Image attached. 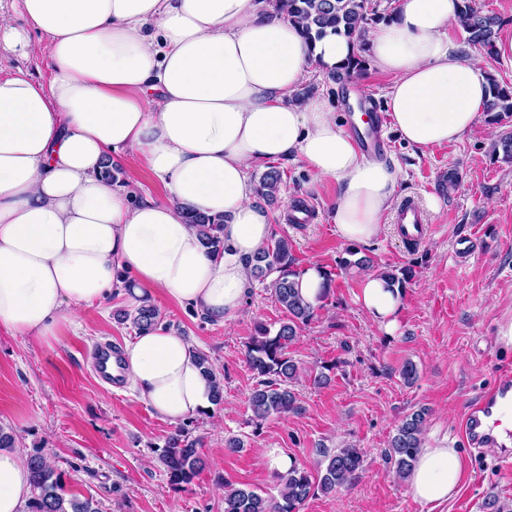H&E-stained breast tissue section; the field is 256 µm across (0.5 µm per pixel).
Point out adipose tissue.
<instances>
[{
	"label": "adipose tissue",
	"instance_id": "adipose-tissue-1",
	"mask_svg": "<svg viewBox=\"0 0 512 512\" xmlns=\"http://www.w3.org/2000/svg\"><path fill=\"white\" fill-rule=\"evenodd\" d=\"M461 0H396L367 49L392 76L391 126L419 151L460 141L490 96L482 59L450 36ZM25 24L0 17V46L48 59L50 78L0 72V331L49 342L78 310L123 283L158 290L210 319L234 321L272 215L251 169L284 158L338 186L332 221L350 243L382 230L403 179L397 163L360 152L326 99H291L315 60L341 64L351 47L329 35L308 45L270 0H13ZM47 36L34 41L33 33ZM137 150L166 196L131 203L103 175ZM224 219V250L207 253L185 211ZM363 309L393 331L399 290L377 275ZM126 379L176 424L209 402L190 342L171 329L123 348ZM458 448L421 445L406 478L417 502L459 491ZM28 457L0 449V512H25Z\"/></svg>",
	"mask_w": 512,
	"mask_h": 512
}]
</instances>
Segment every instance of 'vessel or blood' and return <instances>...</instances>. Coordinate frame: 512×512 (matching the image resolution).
Returning <instances> with one entry per match:
<instances>
[{"label": "vessel or blood", "instance_id": "1", "mask_svg": "<svg viewBox=\"0 0 512 512\" xmlns=\"http://www.w3.org/2000/svg\"><path fill=\"white\" fill-rule=\"evenodd\" d=\"M384 118L379 112L368 115V130L359 132L362 148L369 153L379 147V135ZM395 222L402 240L419 241L427 231L426 212L416 201L408 200L399 207ZM123 354L110 343L95 349V369L98 377L111 385L121 384ZM512 415V372H501L494 384L487 388L469 406L462 420V435L468 446L474 448L499 447L498 428L504 417Z\"/></svg>", "mask_w": 512, "mask_h": 512}]
</instances>
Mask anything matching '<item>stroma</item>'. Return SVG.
<instances>
[{"label":"stroma","mask_w":512,"mask_h":512,"mask_svg":"<svg viewBox=\"0 0 512 512\" xmlns=\"http://www.w3.org/2000/svg\"><path fill=\"white\" fill-rule=\"evenodd\" d=\"M357 84L374 108L384 106L389 75L366 64L343 82L315 65L303 83L307 96L322 95L343 125L353 123L354 103L341 95ZM512 134V117L495 125L478 120L462 141L421 154L384 127L383 159L397 162L405 179L399 200L425 204L429 231L416 246L404 244L393 220L376 239L361 245L365 268L340 266L347 244L331 214L337 185L315 180L303 162L276 161L282 174L280 200L270 205L273 237L292 243L296 271L317 266L332 288L288 347L302 369L298 409L285 417L254 420L248 398L257 377L245 350L256 323L278 329L284 320L265 281L253 279L237 319L218 323L170 296L149 292L161 322L208 355L224 378V398L179 424L154 415L131 385L117 389L98 379L91 351L101 341L126 343L137 330L118 318L134 310L126 289L102 304L78 311L74 325L47 344L0 333V427L26 454L42 453L61 472L68 492L90 499L100 512H224V485L275 496L279 485L262 453L280 448L309 471L320 449L358 448L364 467L348 486L316 493L299 512H483L487 497L512 510V448H462L459 492L438 506L414 501L386 451L403 420L426 414L428 445L461 438L467 406L512 368V345L497 342L500 322L512 317V160L497 142ZM117 187L132 202L164 198L161 181L144 164L119 160ZM456 181H448V174ZM305 211L298 222L294 211ZM471 241L468 254L457 240ZM410 270L394 333H386L363 309V279L379 271ZM418 370L405 384V363ZM328 377L315 384L316 375ZM184 431L199 442L203 467L191 484L174 486L158 460L170 435ZM241 447L232 452L229 440Z\"/></svg>","instance_id":"stroma-1"}]
</instances>
